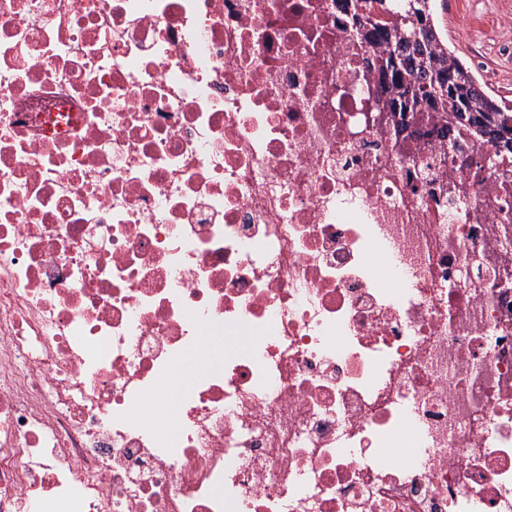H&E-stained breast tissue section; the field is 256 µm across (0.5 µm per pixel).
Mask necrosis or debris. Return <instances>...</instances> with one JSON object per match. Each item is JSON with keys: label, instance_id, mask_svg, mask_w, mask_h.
Wrapping results in <instances>:
<instances>
[{"label": "necrosis or debris", "instance_id": "4bbe7bcc", "mask_svg": "<svg viewBox=\"0 0 512 512\" xmlns=\"http://www.w3.org/2000/svg\"><path fill=\"white\" fill-rule=\"evenodd\" d=\"M358 51L335 0H0V512H512V184Z\"/></svg>", "mask_w": 512, "mask_h": 512}]
</instances>
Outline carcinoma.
<instances>
[{
	"label": "carcinoma",
	"mask_w": 512,
	"mask_h": 512,
	"mask_svg": "<svg viewBox=\"0 0 512 512\" xmlns=\"http://www.w3.org/2000/svg\"><path fill=\"white\" fill-rule=\"evenodd\" d=\"M340 16L362 46L379 50V65L365 62L385 93L386 108L399 114L398 125L447 112L455 122L436 124L431 134L456 151L465 138L501 139L499 122L512 112L448 50L431 0H343Z\"/></svg>",
	"instance_id": "carcinoma-1"
}]
</instances>
